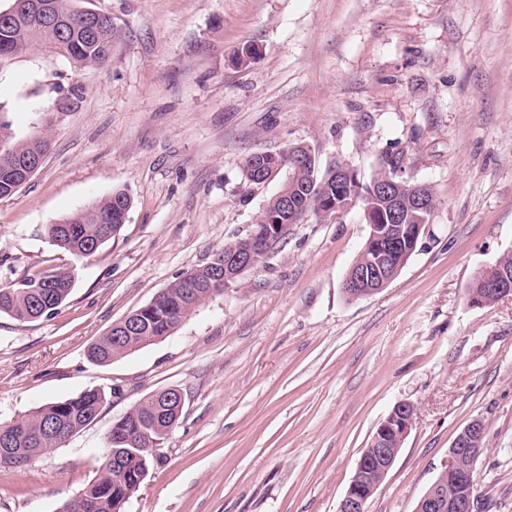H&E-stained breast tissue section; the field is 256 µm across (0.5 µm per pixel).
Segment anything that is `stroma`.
<instances>
[{
  "label": "stroma",
  "instance_id": "1",
  "mask_svg": "<svg viewBox=\"0 0 512 512\" xmlns=\"http://www.w3.org/2000/svg\"><path fill=\"white\" fill-rule=\"evenodd\" d=\"M119 36L102 66L31 49L0 58V150L48 135L43 165L0 200V284L72 270L58 314L0 316V424L88 389L98 418L19 470L0 512H56L100 467L112 422L181 391L180 419L125 512H338L377 426L415 420L367 512H414L470 422L478 512H512V298L470 305L512 252V0H83ZM260 53L239 62L245 44ZM310 146L369 182L382 156L433 187L415 253L348 299L360 209L308 217L171 335L98 365L89 346L176 277L245 236L282 181L247 156ZM122 189L120 233L90 257L46 227Z\"/></svg>",
  "mask_w": 512,
  "mask_h": 512
}]
</instances>
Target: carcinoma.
Masks as SVG:
<instances>
[{
    "label": "carcinoma",
    "mask_w": 512,
    "mask_h": 512,
    "mask_svg": "<svg viewBox=\"0 0 512 512\" xmlns=\"http://www.w3.org/2000/svg\"><path fill=\"white\" fill-rule=\"evenodd\" d=\"M55 9L73 20V27L61 31L35 21L19 8L13 23L0 20V57L22 53L34 46H43L64 57L74 66L82 68L101 66L112 53L116 38L112 18L102 14L91 31L81 29L84 15L93 13L90 8L77 5V0H52ZM30 152L29 141L14 145L7 156H0V199L17 192L7 168L12 157ZM310 182V171L295 172V182L288 186V195L299 197L298 204L318 215L323 204L307 197L305 185ZM132 208V199L123 190H115L91 206L78 210L55 224L47 225L52 244L79 257H90L97 248L116 236L122 226L123 214ZM207 276L184 273L163 289L147 323L137 336L127 339L128 348L136 351L167 335L179 319L194 311L208 299ZM74 286L73 274L64 269L45 268L24 275L13 284H0V314L27 323L53 316L68 300ZM125 356L114 346L112 332H107L92 343L88 357L106 364ZM106 400L105 393L89 389L75 397L48 402L27 416L8 425L10 447L20 448L28 456L37 458L49 448H58V439L73 436L93 423ZM131 419L117 425V433L109 435L105 461L95 476L83 488L84 497L77 512H112V503L124 500L136 486L145 471L161 461V455L142 452L141 448L161 435L154 430L139 433L126 440L121 431L127 429ZM122 460L121 469H112V459Z\"/></svg>",
    "instance_id": "obj_1"
}]
</instances>
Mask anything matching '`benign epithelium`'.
Segmentation results:
<instances>
[{
    "label": "benign epithelium",
    "mask_w": 512,
    "mask_h": 512,
    "mask_svg": "<svg viewBox=\"0 0 512 512\" xmlns=\"http://www.w3.org/2000/svg\"><path fill=\"white\" fill-rule=\"evenodd\" d=\"M30 15L43 23L64 27L67 20L57 15L48 0H30ZM43 153H34L21 159L14 169L15 179L25 182L42 165ZM280 153L261 152L252 161L254 182L265 184L280 174L283 164ZM323 213L338 217L349 209L360 206L363 219L368 226V236L356 261L346 275L351 288L349 298L373 295L386 288L398 275L410 256L416 251L423 224L406 223L407 213L433 212L436 204L427 200L410 179L403 177L402 167H397L393 176L384 181L373 180L361 186L356 170L346 165L336 166L335 192L324 197ZM297 207L284 198L279 214L268 218L266 224H256L250 233L223 248L224 267L211 271L215 277H223L224 287H229L241 275L253 269L268 254L284 235L288 233L289 211ZM486 282L493 299L474 297L469 303L478 308L488 307L502 297L512 295V270L499 264L477 272ZM152 417L146 425L165 430L167 414L176 410L182 402L179 390L167 388L153 393ZM414 406L405 401L397 403L389 415L378 425L370 443V452L362 454L357 462L356 475L342 499L339 512H366L368 500L381 484L396 460V454L408 436L414 423ZM483 422L475 420L463 429L451 446L448 467L443 470L448 485L436 482L419 499L415 512H474L477 489L472 476L473 467L462 466L458 460L465 457L475 459L481 452ZM0 448V457L13 468H23L30 459L18 448Z\"/></svg>",
    "instance_id": "7a95c632"
}]
</instances>
